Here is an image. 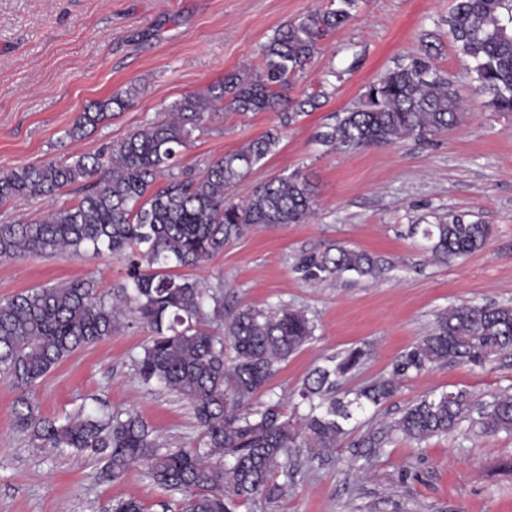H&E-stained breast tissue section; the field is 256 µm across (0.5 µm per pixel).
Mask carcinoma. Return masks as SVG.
<instances>
[{
    "mask_svg": "<svg viewBox=\"0 0 512 512\" xmlns=\"http://www.w3.org/2000/svg\"><path fill=\"white\" fill-rule=\"evenodd\" d=\"M356 0H338L280 26L262 46V71L229 75L185 96L171 109L106 150L53 158L0 170V204L22 197L53 199L76 187L82 197L40 218L0 224V259L27 253L80 255L92 251L119 260L125 280L108 298L92 278L34 288L0 300V376L21 392L15 422L36 448L90 451L103 458V477L116 481L144 465L154 483L181 494L174 512H238L247 502L281 499L290 476V449L315 456L343 446L347 425L379 409L403 381L448 362L481 365L512 351V306L460 304L436 316L432 330L401 353L388 373L336 396L342 380L364 363L356 347L312 368L297 391L308 412L298 424L281 402L260 405L279 365L312 339L313 321L301 310L243 305L224 314V294L177 272L201 268L231 241L269 224H305L318 199L300 172L255 185L244 199L225 191L244 180L280 143L274 128L243 147L211 160L198 176L175 172L194 132L207 128L217 106L225 110L281 112L282 125L305 114L308 100L285 99L288 77L304 69L324 37L353 18ZM456 52L470 60L476 92L497 112H512V0H457L445 19ZM135 84L79 113L65 138L81 140L112 120L137 96ZM464 104L452 81L434 71L430 48L368 85L361 107L322 134L326 143L359 148L426 139L455 127ZM424 249L446 263L481 249L490 226L461 215L413 227ZM381 269L372 254L340 244L306 252L295 264L305 281L320 282ZM130 319L149 333L135 360L149 390L186 400L202 433L195 446L161 450L135 412L99 408L76 418H44L27 398L32 386L76 350L112 335ZM478 413L483 433L512 431V395L483 407L465 390L427 394L379 429L349 443L363 457L379 455L398 435L412 441L447 435ZM107 512H145L135 498L112 501Z\"/></svg>",
    "mask_w": 512,
    "mask_h": 512,
    "instance_id": "cac0c4a2",
    "label": "carcinoma"
}]
</instances>
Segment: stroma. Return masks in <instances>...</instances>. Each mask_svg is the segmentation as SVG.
<instances>
[{"instance_id": "stroma-1", "label": "stroma", "mask_w": 512, "mask_h": 512, "mask_svg": "<svg viewBox=\"0 0 512 512\" xmlns=\"http://www.w3.org/2000/svg\"><path fill=\"white\" fill-rule=\"evenodd\" d=\"M456 0H357L352 20L328 34L286 95L312 98L305 115L284 126L276 112L224 111L198 134L181 165L200 174L206 160L235 151L279 128L276 152L230 190L231 199L278 174L300 171L318 195L305 224L261 227L225 246L190 275L222 286L224 304H286L313 320V339L280 364L272 397L295 403L315 366L353 346L369 355L345 388L390 370L426 335L442 310L460 304L512 303V113L475 95L470 62L443 25ZM330 0H0V170L99 151L155 120L184 96L230 73L261 70L260 47L283 23L329 7ZM432 44L433 65L455 84L464 119L448 133L350 151L324 146L320 135L359 107L368 84ZM138 96L108 125L77 142L64 132L79 112L129 83ZM451 214L490 225L479 251L436 262L412 225ZM340 243L383 260L375 278L346 273L323 283L302 280L299 255ZM110 293L124 278L109 255L35 253L0 260V299L46 284L82 278ZM147 330L124 324L74 352L31 390L48 418L82 408L133 410L163 448L196 444L200 429L183 399L143 387L134 361ZM464 389L485 404L512 394V351L481 366L445 364L406 379L381 410L351 422L360 435L433 391ZM18 391L0 378V512H102L120 497L163 512L172 492L136 467L103 479V461L88 452L33 447L15 422ZM240 512H512V432L484 435L463 422L449 435L416 443L393 438L367 461L344 447L305 462L280 501Z\"/></svg>"}]
</instances>
